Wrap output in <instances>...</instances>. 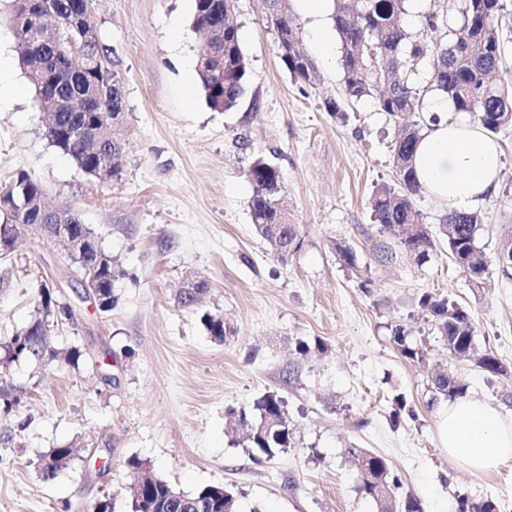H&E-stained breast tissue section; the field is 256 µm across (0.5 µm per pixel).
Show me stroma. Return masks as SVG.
I'll list each match as a JSON object with an SVG mask.
<instances>
[{"mask_svg": "<svg viewBox=\"0 0 512 512\" xmlns=\"http://www.w3.org/2000/svg\"><path fill=\"white\" fill-rule=\"evenodd\" d=\"M194 8V0H93L125 96L116 128L122 176L102 183L46 138L0 0V58L19 90L0 102V190L28 172L52 206L80 214L117 263L116 302L102 314L36 228L0 257L9 279L0 342L27 327L47 280L78 308L75 323L55 328V347L83 353L76 366L61 357L0 373L24 390L0 419V512H62L64 502L103 497L113 512H130L135 457L186 492L233 487L237 512H378L358 489L351 446L386 457L397 495L421 499L424 512H456L460 494L512 512V463L475 475L449 458L437 434L448 401L430 399L431 375L441 370L466 384L467 398L512 417V279L493 262L484 286L472 287L448 255V206L423 190L414 202L435 242L431 260L378 264L371 197L398 184L389 116L369 98L351 104L345 122L326 112L342 93L340 50L322 56L311 18L298 16L316 75L295 79L262 0H234L250 76L237 107L212 110L197 76L205 36L192 26ZM494 140L499 184L479 208L478 242L489 253L512 233V127ZM259 155L279 167L288 221L299 227L298 247L284 260L252 224L245 172ZM339 242L355 249L356 267L341 261ZM195 276L208 291L196 308L181 307L176 294ZM426 291L471 310L477 350L494 352L508 375L449 357L419 310ZM206 312L223 314L233 335L211 340L200 321ZM398 325L409 343L425 344V363L401 356ZM300 341L307 355L297 353ZM268 391L285 399L295 444L257 462L235 415L253 413ZM399 398L408 410L395 420ZM60 446L73 448V460L43 482L37 462Z\"/></svg>", "mask_w": 512, "mask_h": 512, "instance_id": "1", "label": "stroma"}]
</instances>
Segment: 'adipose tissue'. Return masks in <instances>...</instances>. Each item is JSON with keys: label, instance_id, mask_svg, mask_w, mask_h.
<instances>
[{"label": "adipose tissue", "instance_id": "obj_1", "mask_svg": "<svg viewBox=\"0 0 512 512\" xmlns=\"http://www.w3.org/2000/svg\"><path fill=\"white\" fill-rule=\"evenodd\" d=\"M413 164L421 186L458 210L479 207L498 185V147L474 121L428 124ZM439 437L468 471L490 472L512 462V421L491 403L458 398L439 415Z\"/></svg>", "mask_w": 512, "mask_h": 512}]
</instances>
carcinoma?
<instances>
[{
  "mask_svg": "<svg viewBox=\"0 0 512 512\" xmlns=\"http://www.w3.org/2000/svg\"><path fill=\"white\" fill-rule=\"evenodd\" d=\"M233 0H195L193 28L205 30L218 41L224 53V69L199 63V78L205 100L216 111L231 110L238 105L249 75L238 27L230 21ZM407 0H334L333 22L341 43V66L344 73V95L349 101L374 98L376 108L385 112L398 125L401 134L394 142L393 161L399 162L400 187H378L372 196V218L379 225L384 240L375 249L378 262L393 264L402 256H410L419 264L430 260L435 249L432 236L416 209L413 198L419 188L413 168V156L423 131L419 111L420 95L436 90L456 112L469 113L490 135L512 125V89L492 80L493 69L502 64V48L495 21L504 11L502 0H466L462 21L456 27L447 24L445 14L430 10L423 15L422 32L408 33L399 23L406 13ZM267 13L276 17L278 56L296 79L306 80L313 70L311 59L302 48L299 27L289 0H263ZM10 21L17 41L20 60L39 100L45 134L50 144L67 156L77 168L90 174L101 161L95 145L85 140L81 129L96 124L104 133L125 111L123 93L119 92L118 72L107 76L91 66L75 69L62 48L81 39L75 25L63 20L91 14V0H51L48 7L25 0H11ZM448 29L446 44L431 51L426 32ZM433 55L436 60L430 83L422 86L418 78L421 63ZM246 177L252 186L251 216L255 231L276 252L284 257L297 245L299 225L286 224L284 208L285 185L279 168L262 156L249 166ZM4 194L12 207L0 208L3 223L14 225L7 245L0 246V256L17 247L24 227L43 224L34 203L43 199V186L21 171ZM64 223L71 225V236L84 239L85 261L99 268L97 310L106 313L115 303L113 282L115 269L112 256L106 253L79 214L66 211ZM482 215L478 211L453 210L446 216L448 254L463 272L476 274L474 287L483 283L489 262L498 263L504 275L512 274V255L489 256L478 244ZM206 283L196 281V291H184L179 303L185 308L196 306L206 292ZM421 312L430 319L438 339L448 354L466 357L473 353L476 327L471 313L459 303L424 293L419 300ZM75 307L54 284L43 282L38 289L34 315L26 332L29 352L13 353L15 337L0 349L8 352V362H41L56 357L53 346L55 326L71 318ZM208 336L222 343L233 334L224 325V317L209 312L201 316ZM394 342L401 355L411 363L422 361L427 351L407 344L404 329L394 331ZM478 366L491 374H502L506 368L496 355L488 351L478 359ZM465 387L447 373L432 380L431 400L442 395L461 397ZM22 390L0 389V415H10L19 404ZM246 430L254 460L270 459L294 445L287 403L276 392L263 394L255 404V413L239 415ZM359 476V491L376 502L379 512H424L421 500L414 496L396 498L397 480L391 475L388 460L364 448H348ZM72 449L53 448L38 461L41 479L55 480L68 468ZM129 466L135 473L137 486L131 499V512H236L234 488L221 484L207 485L193 493H185L167 480L155 475L147 461L133 459ZM489 500L475 501L467 495L457 497V512H493Z\"/></svg>",
  "mask_w": 512,
  "mask_h": 512,
  "instance_id": "1",
  "label": "carcinoma"
}]
</instances>
